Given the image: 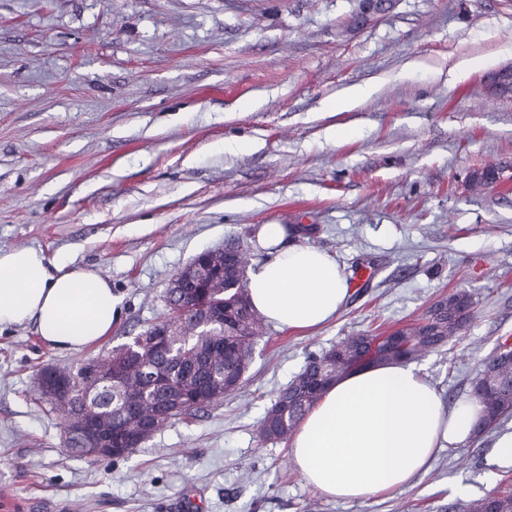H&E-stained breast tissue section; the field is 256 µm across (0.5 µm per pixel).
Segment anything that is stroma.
<instances>
[{
	"label": "stroma",
	"instance_id": "stroma-1",
	"mask_svg": "<svg viewBox=\"0 0 512 512\" xmlns=\"http://www.w3.org/2000/svg\"><path fill=\"white\" fill-rule=\"evenodd\" d=\"M509 62L512 0H0V248L91 269L121 307L77 352L31 325L0 333V512H462L512 494L494 449L512 415L402 493L353 504L306 486L288 441L258 434L311 355L449 294L472 297L465 338L417 362L446 403L512 343V97L483 84ZM367 82L371 98L325 111ZM241 137L253 149L215 148ZM490 165L504 179L473 189ZM273 223L352 279L336 320L265 325L218 404L128 457L73 455L40 368H77L163 319L172 277L204 251L235 241L256 265Z\"/></svg>",
	"mask_w": 512,
	"mask_h": 512
}]
</instances>
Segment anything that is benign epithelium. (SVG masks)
I'll return each mask as SVG.
<instances>
[{
	"label": "benign epithelium",
	"mask_w": 512,
	"mask_h": 512,
	"mask_svg": "<svg viewBox=\"0 0 512 512\" xmlns=\"http://www.w3.org/2000/svg\"><path fill=\"white\" fill-rule=\"evenodd\" d=\"M485 84L492 95H512V63L486 75ZM217 255L229 257L236 272L245 277L247 257L240 246L212 250L205 262H195L174 276L171 287L182 289V295L179 301L169 305L167 317L152 325L145 336L85 364L81 370L82 384L75 385L69 373L54 368L40 374L41 396L64 418L66 437L89 457L116 458L127 448H139L186 401L212 405L240 384V379L232 375L224 382L189 394L184 391V385L168 377V367L154 360L156 354L164 352L170 364H177L185 359L183 351L177 349L181 337L204 335L211 328L235 327L234 319L224 315V310L206 309L196 292L184 289L185 283L192 280L205 282L215 290L224 287V277L215 275L217 270L224 271V265L214 264L213 257ZM134 371L139 373V390L127 391V417L110 422L102 406L90 400V395L105 383L115 387L124 384ZM79 395L85 397V406L75 415L72 410Z\"/></svg>",
	"instance_id": "benign-epithelium-1"
}]
</instances>
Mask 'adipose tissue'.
I'll return each mask as SVG.
<instances>
[{"mask_svg":"<svg viewBox=\"0 0 512 512\" xmlns=\"http://www.w3.org/2000/svg\"><path fill=\"white\" fill-rule=\"evenodd\" d=\"M263 258L247 290L253 309L275 328L307 333L333 320L352 290L327 250L289 243L283 225L265 224ZM121 309L106 278L50 260L42 249H0V331L34 325L60 351L109 336ZM480 415L472 399L443 402L411 362L375 364L338 377L290 437L291 459L320 495L361 502L405 490L440 450L469 439Z\"/></svg>","mask_w":512,"mask_h":512,"instance_id":"1","label":"adipose tissue"}]
</instances>
